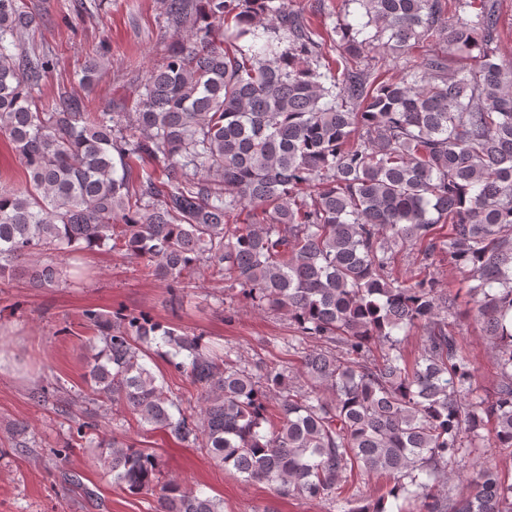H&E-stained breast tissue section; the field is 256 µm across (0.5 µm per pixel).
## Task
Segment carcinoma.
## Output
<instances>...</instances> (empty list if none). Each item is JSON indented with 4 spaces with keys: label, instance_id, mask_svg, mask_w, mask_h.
<instances>
[{
    "label": "carcinoma",
    "instance_id": "1",
    "mask_svg": "<svg viewBox=\"0 0 512 512\" xmlns=\"http://www.w3.org/2000/svg\"><path fill=\"white\" fill-rule=\"evenodd\" d=\"M163 2L169 28L192 18L199 38L151 72L132 111L112 113L65 91L40 108L32 89L53 59L23 53L35 19L0 0V137L27 174L0 192V275L55 288L106 249L142 260L180 304L211 268L288 316L300 365L234 359L142 310L88 308L91 395L32 392L70 422L54 455L86 443L115 484L158 491L156 512H223L160 482L149 449L91 439L120 404L328 512H512V480L479 454L484 432L512 452V65L493 48L498 0H342L329 41L286 0ZM353 4L367 21H349ZM457 53L468 63L450 70ZM390 56L404 63L385 81ZM415 245L426 271L393 275ZM445 259L474 282L466 316L492 353L490 391L461 346L457 294L432 269ZM156 357L197 404L158 382ZM362 474L386 477V492L344 495Z\"/></svg>",
    "mask_w": 512,
    "mask_h": 512
}]
</instances>
